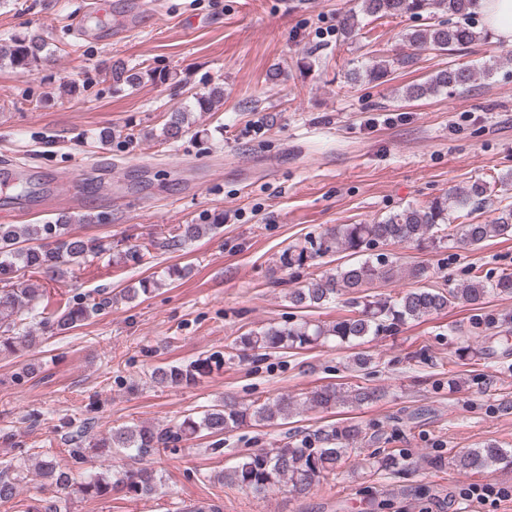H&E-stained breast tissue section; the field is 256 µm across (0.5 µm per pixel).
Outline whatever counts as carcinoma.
I'll use <instances>...</instances> for the list:
<instances>
[{
	"instance_id": "carcinoma-1",
	"label": "carcinoma",
	"mask_w": 512,
	"mask_h": 512,
	"mask_svg": "<svg viewBox=\"0 0 512 512\" xmlns=\"http://www.w3.org/2000/svg\"><path fill=\"white\" fill-rule=\"evenodd\" d=\"M478 7V0H356L340 20V29L348 37L360 30L361 18L375 19L408 16L419 18L438 13L458 18L456 22L419 26L405 33L401 41L407 50L385 56L365 67L369 80L384 79L415 61V52L433 50L448 52L465 50L471 45L487 41L488 32H477L467 20ZM44 41L36 37L14 36L0 49V58H6L12 67L31 70L42 57ZM115 89L134 88L144 79L154 81L169 78L152 69L134 71L125 63L112 64ZM477 79V71L469 66L450 65L441 68L422 84L406 88L405 97L416 99L443 90L463 91ZM189 126L186 112H172L163 126V136L174 140ZM489 186L474 182L466 188H452L422 207L408 206L379 218L370 224H341L327 230L308 245L288 251L283 266L301 267L307 261L330 257L347 251L350 255L366 258L340 265L333 271L311 281L305 288L294 289L289 296L297 308H312L332 301L345 291L351 294L350 314L329 325L308 321L274 324L252 330L237 337L234 343L253 351L304 349L330 338L336 344L352 347L369 343L379 336H390L411 321L441 313L461 300L472 306L484 305L492 296L512 295V275L503 274L495 279L477 277L454 288H409L395 295H369L365 289L376 281H391L399 276L396 262L373 249L382 245L427 242H447L453 248L457 243L479 246L494 237H512V207L499 208V215L488 223L457 224L455 213L468 209H481L490 201ZM73 218L62 217L54 224H1L0 225V352L14 353L18 347H34L39 337L27 331L12 336L18 316L37 307L39 289L21 281L19 271L42 273L56 280L68 269L80 266L107 251L109 247L99 238H87L73 227ZM220 228L218 224H180L175 228L172 242L183 244L188 240ZM99 310V305L79 304L66 306L44 318L43 326L58 332L75 328ZM211 360L200 358L185 366L158 367L153 379L160 384L179 386L194 384L209 374ZM382 397L380 390L368 386H325L303 394L299 399L281 395L272 402L244 405L233 397L209 406L197 416L188 415L179 424L164 429L141 425L112 429L108 436L88 441L94 457L107 458L112 449H124L143 460L162 448L182 441L188 436L207 433L221 435L254 422L271 425L288 419L297 407L328 410L341 403L357 406L369 404ZM367 432L358 423L326 425L312 434L288 442L277 448L260 449L244 454L224 470V480L261 496L278 485H289L302 493L320 480L336 474L347 458L360 451ZM512 465V451L490 444L455 455L452 465L469 473H482L499 465ZM372 467L381 472L399 470L401 462L392 453L373 455ZM43 471L58 491L84 498L105 497L122 493L136 498L156 490L157 472L148 464L136 470L90 471L76 481L67 468L42 464ZM22 472L14 476H0V503L16 499Z\"/></svg>"
}]
</instances>
